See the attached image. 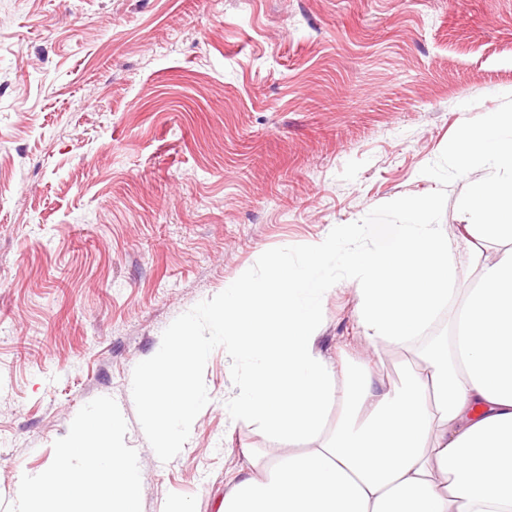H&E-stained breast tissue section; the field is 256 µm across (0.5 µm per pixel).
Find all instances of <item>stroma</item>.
<instances>
[{
  "label": "stroma",
  "mask_w": 512,
  "mask_h": 512,
  "mask_svg": "<svg viewBox=\"0 0 512 512\" xmlns=\"http://www.w3.org/2000/svg\"><path fill=\"white\" fill-rule=\"evenodd\" d=\"M491 112L512 113V0H0V512L101 404L139 512H218L247 454L285 446L224 412L247 375L209 319L225 285L336 225L339 251L376 247L357 225L428 198L472 287L457 199L506 173L460 176L448 146ZM331 277L319 348L353 367L357 300ZM452 314L374 353L378 385ZM188 320L200 406L162 460L136 375Z\"/></svg>",
  "instance_id": "1"
}]
</instances>
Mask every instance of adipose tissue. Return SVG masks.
<instances>
[{
  "mask_svg": "<svg viewBox=\"0 0 512 512\" xmlns=\"http://www.w3.org/2000/svg\"><path fill=\"white\" fill-rule=\"evenodd\" d=\"M450 151L461 176L485 165L512 171V113L489 114ZM397 206L405 221L379 229L381 247L345 255L369 351L421 336L456 294L458 266L432 222L434 202ZM458 209L462 239L511 249L483 258L448 336L395 391L376 386L373 364L341 371L318 347L335 234L302 263L280 257L266 276L225 285L210 319L250 365L227 414L292 447L271 462L250 458L251 474L220 512H512V178L473 182ZM202 345L191 324L177 326L140 368L159 447H179L196 421L189 374ZM120 431L105 405L75 424L60 461L25 478L21 512H60L63 498L137 512L138 474L117 445ZM308 437L318 447H299Z\"/></svg>",
  "mask_w": 512,
  "mask_h": 512,
  "instance_id": "1",
  "label": "adipose tissue"
}]
</instances>
